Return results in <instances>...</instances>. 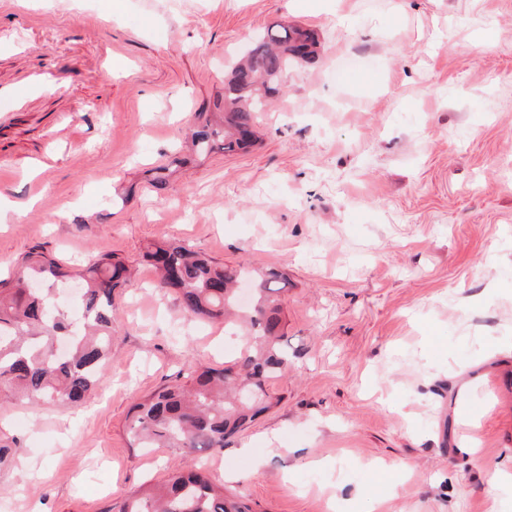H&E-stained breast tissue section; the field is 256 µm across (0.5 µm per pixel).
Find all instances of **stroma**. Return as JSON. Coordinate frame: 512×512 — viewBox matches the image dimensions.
I'll return each mask as SVG.
<instances>
[{
	"label": "stroma",
	"instance_id": "1",
	"mask_svg": "<svg viewBox=\"0 0 512 512\" xmlns=\"http://www.w3.org/2000/svg\"><path fill=\"white\" fill-rule=\"evenodd\" d=\"M311 30L249 152L187 141L248 41ZM277 269L293 367L204 462L251 512H495L512 467V0H0V268L115 253L112 360L82 405L0 400V512H108L189 461L138 398L241 346L143 255Z\"/></svg>",
	"mask_w": 512,
	"mask_h": 512
}]
</instances>
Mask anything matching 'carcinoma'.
Returning <instances> with one entry per match:
<instances>
[{"label":"carcinoma","instance_id":"1","mask_svg":"<svg viewBox=\"0 0 512 512\" xmlns=\"http://www.w3.org/2000/svg\"><path fill=\"white\" fill-rule=\"evenodd\" d=\"M315 55L313 35L300 27L274 24L256 36L224 81V111L190 131L199 154L215 148L244 152L257 139L258 113L285 88L288 71ZM145 257L159 277L158 287L174 296L184 315L224 321L245 345L224 367L191 372L183 384L164 386L142 397L128 418L138 448H176L187 456L224 448L277 404L266 390L288 375L292 363L282 349L284 325L279 293L288 280L281 272H258L228 265L184 243L159 240ZM80 284L82 321L56 301V291ZM254 284L249 306L239 305L237 284ZM131 285L120 257L102 254L73 272L54 256L33 248L0 278V393L34 404L83 402L97 388L100 369L112 359L115 290ZM234 495L224 494L197 467L172 473L157 485L133 492L110 512H244Z\"/></svg>","mask_w":512,"mask_h":512}]
</instances>
